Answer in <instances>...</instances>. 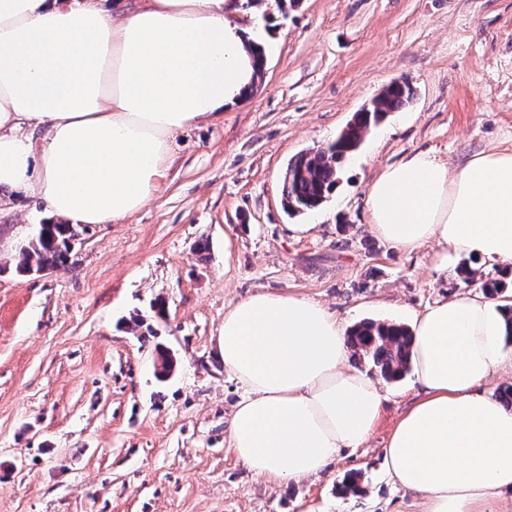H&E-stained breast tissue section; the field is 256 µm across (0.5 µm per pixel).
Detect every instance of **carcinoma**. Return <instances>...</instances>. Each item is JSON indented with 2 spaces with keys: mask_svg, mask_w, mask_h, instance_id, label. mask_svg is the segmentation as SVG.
<instances>
[{
  "mask_svg": "<svg viewBox=\"0 0 512 512\" xmlns=\"http://www.w3.org/2000/svg\"><path fill=\"white\" fill-rule=\"evenodd\" d=\"M413 98L409 86L388 89L381 96L382 108L357 112L336 140L315 153L302 152L288 164L282 195L284 205L292 212L319 207L335 190L340 168L361 144L365 132L378 124L381 116L394 112ZM74 231L68 224L47 222L20 251L15 271L26 275L32 265L59 267L69 260L71 251L67 241ZM412 331L397 323L363 321L347 333L353 357L368 363L388 382L401 380L412 367Z\"/></svg>",
  "mask_w": 512,
  "mask_h": 512,
  "instance_id": "obj_1",
  "label": "carcinoma"
}]
</instances>
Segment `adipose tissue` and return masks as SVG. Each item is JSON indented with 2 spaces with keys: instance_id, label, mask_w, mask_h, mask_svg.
<instances>
[{
  "instance_id": "1",
  "label": "adipose tissue",
  "mask_w": 512,
  "mask_h": 512,
  "mask_svg": "<svg viewBox=\"0 0 512 512\" xmlns=\"http://www.w3.org/2000/svg\"><path fill=\"white\" fill-rule=\"evenodd\" d=\"M239 0H0V187L51 216L112 224L152 199L169 141L250 93L262 40ZM26 127L44 132L34 150ZM369 229L414 251L430 240L512 273V150L451 167L426 152L388 165L366 195ZM494 300L459 294L413 326L418 394L385 449L421 512H512V409L481 392L512 373ZM224 368L242 389L228 436L271 481L321 473L364 445L385 393L349 361L319 301L256 292L224 314Z\"/></svg>"
}]
</instances>
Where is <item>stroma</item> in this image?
Segmentation results:
<instances>
[{
    "label": "stroma",
    "instance_id": "obj_1",
    "mask_svg": "<svg viewBox=\"0 0 512 512\" xmlns=\"http://www.w3.org/2000/svg\"><path fill=\"white\" fill-rule=\"evenodd\" d=\"M237 20L268 38L263 74L240 107L172 138L153 199L121 223L84 226L47 276L14 270L46 221L41 200L13 192L0 209V512H420L384 458L415 397L411 373L384 383L366 444L316 478L272 483L235 457L241 389L221 357L224 313L287 290L348 328L408 325L500 278L464 254L436 269L433 242L393 247L369 231L365 202L371 180L413 153L454 166L512 149V0H262ZM396 80L411 102L366 134L326 204L289 216L290 160L333 141ZM468 263L470 285L458 273ZM163 350L176 369L161 381ZM352 472L360 490L343 492Z\"/></svg>",
    "mask_w": 512,
    "mask_h": 512
}]
</instances>
